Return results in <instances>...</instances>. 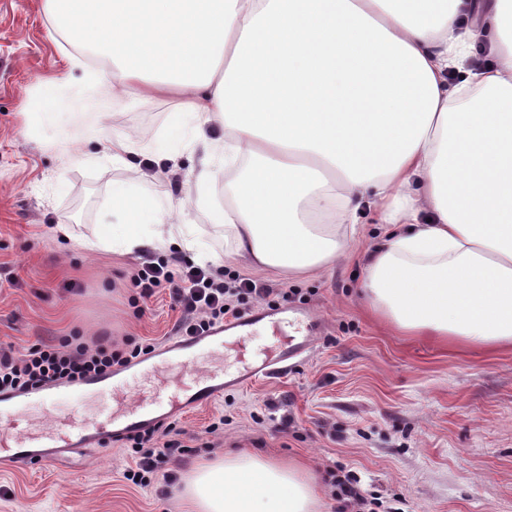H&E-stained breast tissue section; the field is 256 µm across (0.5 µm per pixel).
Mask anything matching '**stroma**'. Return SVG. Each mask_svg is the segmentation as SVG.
Returning a JSON list of instances; mask_svg holds the SVG:
<instances>
[{"label":"stroma","instance_id":"1","mask_svg":"<svg viewBox=\"0 0 512 512\" xmlns=\"http://www.w3.org/2000/svg\"><path fill=\"white\" fill-rule=\"evenodd\" d=\"M64 39L48 31L45 0H0V342L22 354L72 336L125 349L174 335L180 317L169 292L139 298L132 276L142 256L81 248L116 221L112 195L128 188L165 202L193 192L180 174L147 177L146 165L112 167L101 157L113 134L142 144L179 109L173 95L123 96L107 110L85 104L96 138L76 140L71 119L44 136L22 133L25 114L67 69ZM219 172L210 209L189 206L177 225L200 249L221 255V270L288 288L321 320L312 356L287 377L225 393L175 422L188 453L165 464L179 480L198 463L257 454L298 461L315 476L320 512H331L335 471L356 477L368 496L395 512H512V348L488 351L408 336L362 296L365 265L384 225L366 212L341 257L301 274L248 265L229 255L217 215L229 199ZM67 224L71 238L52 227ZM124 443L65 461L0 466V512H187L177 484L137 486Z\"/></svg>","mask_w":512,"mask_h":512}]
</instances>
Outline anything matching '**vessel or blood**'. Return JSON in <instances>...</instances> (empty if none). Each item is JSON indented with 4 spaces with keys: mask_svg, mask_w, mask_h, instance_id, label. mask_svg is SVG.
I'll return each mask as SVG.
<instances>
[{
    "mask_svg": "<svg viewBox=\"0 0 512 512\" xmlns=\"http://www.w3.org/2000/svg\"><path fill=\"white\" fill-rule=\"evenodd\" d=\"M319 334L307 305L264 307L198 335L168 337L76 384L0 392V466L83 455L213 405L225 391L286 376L313 353ZM33 406L39 430L27 419Z\"/></svg>",
    "mask_w": 512,
    "mask_h": 512,
    "instance_id": "vessel-or-blood-1",
    "label": "vessel or blood"
}]
</instances>
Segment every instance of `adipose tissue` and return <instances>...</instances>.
I'll return each mask as SVG.
<instances>
[{
	"instance_id": "obj_1",
	"label": "adipose tissue",
	"mask_w": 512,
	"mask_h": 512,
	"mask_svg": "<svg viewBox=\"0 0 512 512\" xmlns=\"http://www.w3.org/2000/svg\"><path fill=\"white\" fill-rule=\"evenodd\" d=\"M74 46L69 70L26 115L41 134L63 102L139 90L180 97L150 145L116 135L113 166L197 155L196 190L224 188L233 254L306 272L344 243L308 214L393 230L366 267L370 301L400 329L512 345V0H45ZM475 23H467L468 15ZM488 41L493 64L473 69ZM121 193L120 232L86 242L127 254L194 249L187 207ZM147 225H139L140 217ZM191 512H317L310 475L255 455L198 466Z\"/></svg>"
}]
</instances>
